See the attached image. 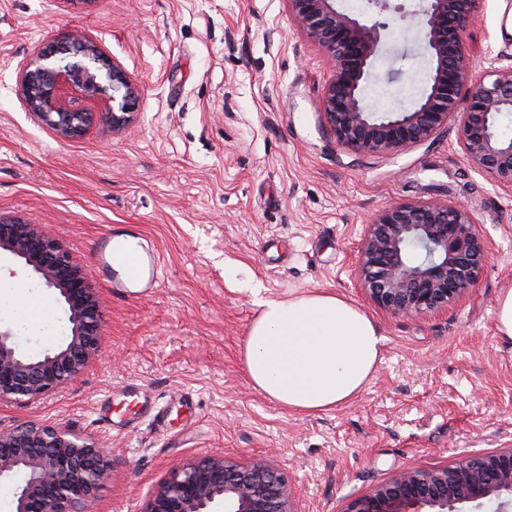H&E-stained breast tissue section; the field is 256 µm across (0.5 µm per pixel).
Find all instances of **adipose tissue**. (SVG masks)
<instances>
[{
	"label": "adipose tissue",
	"mask_w": 512,
	"mask_h": 512,
	"mask_svg": "<svg viewBox=\"0 0 512 512\" xmlns=\"http://www.w3.org/2000/svg\"><path fill=\"white\" fill-rule=\"evenodd\" d=\"M257 306L242 362L251 385L281 407L318 414L350 402L383 361L377 327L336 293L312 290Z\"/></svg>",
	"instance_id": "adipose-tissue-1"
}]
</instances>
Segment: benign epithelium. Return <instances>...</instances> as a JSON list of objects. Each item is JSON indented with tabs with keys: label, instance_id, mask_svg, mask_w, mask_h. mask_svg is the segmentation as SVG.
<instances>
[{
	"label": "benign epithelium",
	"instance_id": "benign-epithelium-1",
	"mask_svg": "<svg viewBox=\"0 0 512 512\" xmlns=\"http://www.w3.org/2000/svg\"><path fill=\"white\" fill-rule=\"evenodd\" d=\"M423 43L432 61L427 89L415 107L381 114L363 102L378 54L389 0H367L373 16L347 13L336 0H288L297 26L333 64L322 115L341 147L357 157L394 155L428 142L448 119L458 122L467 160L512 195V138L496 121L512 112V65L474 77L465 35L477 0H415ZM21 94L64 140L102 121L129 126L141 88L101 43L74 29L36 52L21 69ZM416 240L428 258H409ZM486 244L470 207L456 201H405L380 211L358 250L359 286L379 308L416 316L453 304L478 282ZM25 269L51 291L67 314L69 334L39 354L22 351L17 329L0 325V403L42 398L80 377L96 359L102 302L80 263L37 222L0 218V259ZM110 454L98 443L49 425L0 431V480L22 476L15 512H91ZM294 489L267 457L245 463L212 454L174 469L142 512H294ZM496 503L512 512V449L436 469L394 473L347 512H462Z\"/></svg>",
	"mask_w": 512,
	"mask_h": 512
}]
</instances>
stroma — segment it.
I'll return each instance as SVG.
<instances>
[{
    "label": "stroma",
    "instance_id": "1",
    "mask_svg": "<svg viewBox=\"0 0 512 512\" xmlns=\"http://www.w3.org/2000/svg\"><path fill=\"white\" fill-rule=\"evenodd\" d=\"M365 103L408 108L426 61L416 19L389 18ZM100 39L142 89L135 121L63 140L24 104L19 76L46 41ZM476 73L512 65V0H479L466 36ZM330 65L288 0H0V217L42 222L102 299L99 355L76 380L0 403V429L25 422L95 440L111 464L93 512H142L159 482L206 453L272 455L296 512H346L398 470L512 449V340L495 305L512 285V195L466 159L458 124L426 144L357 157L321 118ZM460 199L487 242L483 273L448 308L399 317L358 286L366 224L407 200ZM160 253L149 293H117L95 269L113 226ZM314 289L357 305L384 338L383 362L352 402L317 415L255 390L240 349L255 296ZM0 290L54 297L11 264ZM149 394L161 421L141 411Z\"/></svg>",
    "mask_w": 512,
    "mask_h": 512
}]
</instances>
